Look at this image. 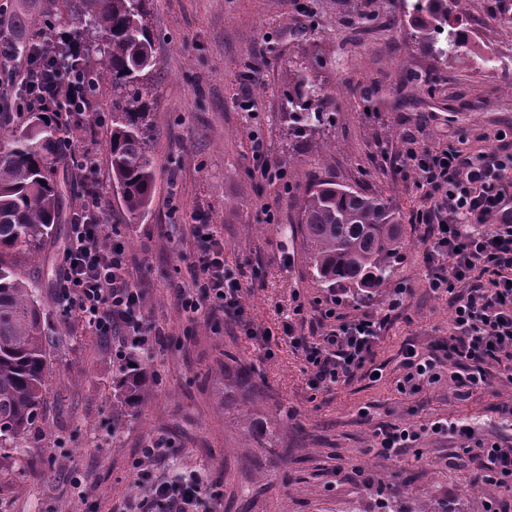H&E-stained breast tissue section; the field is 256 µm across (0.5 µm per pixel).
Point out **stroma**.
I'll use <instances>...</instances> for the list:
<instances>
[{
  "mask_svg": "<svg viewBox=\"0 0 512 512\" xmlns=\"http://www.w3.org/2000/svg\"><path fill=\"white\" fill-rule=\"evenodd\" d=\"M462 16L482 20L491 41L512 43V0H464ZM157 98L150 114L157 178L150 209L113 225L133 273L147 290L144 313L161 332L157 373L135 407L112 419L117 358L111 343L67 318L57 297L67 224L56 225L38 279L46 329L58 342L37 427L22 453L0 461V512H110L136 493L138 450L163 437L170 461L211 469L222 480L217 512H479L482 501L512 512V491L476 479V463L453 438L423 433L386 460L374 432L387 425L466 422L477 439L503 435L494 406L512 393V371L485 363L487 383L464 401L451 378L414 394L398 390L404 343L429 350L448 341L452 309L426 286L427 243L414 223L420 205L407 147L450 143L493 150L512 124V69L485 62L472 45L444 58L412 36L402 0H150ZM324 91L325 132L296 136L284 115L288 79L299 66ZM112 90L101 86L58 167L64 202L83 189L77 166L93 148L109 168ZM266 159L294 164L303 179L283 187L255 178L254 139ZM330 179L389 198L405 247L388 296L360 299L316 282L295 233L308 181ZM224 237V257L240 266L246 306L270 328L269 344L232 322L188 320L169 287L193 261L188 227L198 221ZM307 318L328 306L348 317L386 316L375 362L378 381L355 377L309 386L301 348L281 334L295 303ZM256 370L241 384V367ZM288 431L278 434L280 424Z\"/></svg>",
  "mask_w": 512,
  "mask_h": 512,
  "instance_id": "1",
  "label": "stroma"
}]
</instances>
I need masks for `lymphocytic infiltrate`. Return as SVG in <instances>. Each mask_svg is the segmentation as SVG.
<instances>
[{"mask_svg":"<svg viewBox=\"0 0 512 512\" xmlns=\"http://www.w3.org/2000/svg\"><path fill=\"white\" fill-rule=\"evenodd\" d=\"M62 48L56 31L43 28L32 53L19 59L11 30L0 18V68L27 88L15 102L0 92V112H49L63 101L70 112L83 115L88 103L84 75L61 67ZM404 165L421 192L416 220L424 224L430 244L427 284L435 295L448 296L453 315L444 357L406 347L400 387L414 392L438 383L443 365L449 364L456 368L454 396L463 400L486 382L483 372L467 371V363L512 362V144L503 141L495 150L474 154L453 145L412 147ZM81 167L88 184L70 219L57 294L65 312H77L95 335L111 338L116 357L126 362L132 347L153 341L142 315L146 293L131 279L124 243L105 233L95 151H83ZM190 234L198 246L196 260L188 279L172 284L183 312L191 319L203 313L243 321L247 290L224 261L223 238L211 224L191 225ZM322 317L336 320L337 326L317 343H306L294 324L282 329L302 346L312 387L374 375L371 357L383 320L368 313L342 320L332 307ZM167 446L159 438L141 449L134 474L141 495L113 512H212L202 495L210 477L196 471L170 477L150 468ZM474 459L485 479L512 488V436L480 443Z\"/></svg>","mask_w":512,"mask_h":512,"instance_id":"f902f5d3","label":"lymphocytic infiltrate"}]
</instances>
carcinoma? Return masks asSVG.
Masks as SVG:
<instances>
[{
    "label": "carcinoma",
    "mask_w": 512,
    "mask_h": 512,
    "mask_svg": "<svg viewBox=\"0 0 512 512\" xmlns=\"http://www.w3.org/2000/svg\"><path fill=\"white\" fill-rule=\"evenodd\" d=\"M460 0H419L414 38L428 48L444 35L446 56L464 41L448 28ZM77 26L64 40L61 65H76L88 89L112 84V131L108 144L109 184L120 215L135 217L150 208L156 165L151 152L149 112L155 104L153 35L144 21L147 0H70ZM101 39L97 63L90 64L82 42L87 28ZM286 94L288 123L314 132L324 113L314 107L320 88L297 75ZM45 112H0V134L10 144L0 149V458L24 450L28 432L41 415L52 340L41 319L42 284L21 275L42 261L45 241L60 223L62 196L57 164L64 124ZM297 231L306 244L309 267L323 288L381 293L394 274V259L404 248L400 215L389 198L319 180L306 188ZM140 365L123 367L118 378V414L134 408L153 375L154 354L139 352Z\"/></svg>",
    "instance_id": "1"
}]
</instances>
